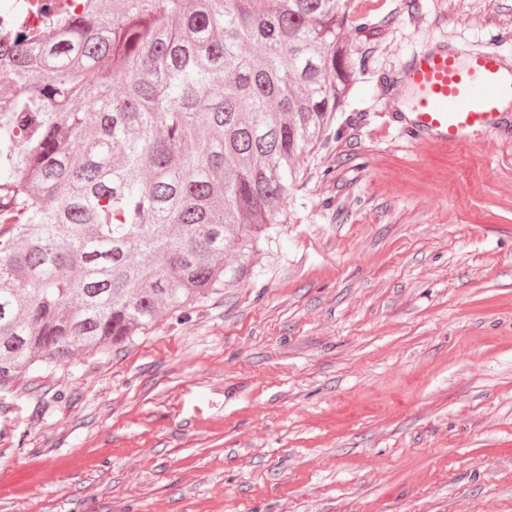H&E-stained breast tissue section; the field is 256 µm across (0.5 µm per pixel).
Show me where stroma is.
Listing matches in <instances>:
<instances>
[{"label":"stroma","mask_w":512,"mask_h":512,"mask_svg":"<svg viewBox=\"0 0 512 512\" xmlns=\"http://www.w3.org/2000/svg\"><path fill=\"white\" fill-rule=\"evenodd\" d=\"M342 135L254 273L0 384V512H512V140L404 134L411 54L512 0H354Z\"/></svg>","instance_id":"obj_1"}]
</instances>
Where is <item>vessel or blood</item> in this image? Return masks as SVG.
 <instances>
[{"label":"vessel or blood","mask_w":512,"mask_h":512,"mask_svg":"<svg viewBox=\"0 0 512 512\" xmlns=\"http://www.w3.org/2000/svg\"><path fill=\"white\" fill-rule=\"evenodd\" d=\"M499 50L471 51L444 46L416 51L403 75L416 101L405 114L404 131L453 149L486 134L512 137V114L501 111L512 100V75H506Z\"/></svg>","instance_id":"vessel-or-blood-1"}]
</instances>
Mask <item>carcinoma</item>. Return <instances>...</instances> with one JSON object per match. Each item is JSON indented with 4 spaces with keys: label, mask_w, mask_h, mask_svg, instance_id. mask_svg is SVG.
<instances>
[{
    "label": "carcinoma",
    "mask_w": 512,
    "mask_h": 512,
    "mask_svg": "<svg viewBox=\"0 0 512 512\" xmlns=\"http://www.w3.org/2000/svg\"><path fill=\"white\" fill-rule=\"evenodd\" d=\"M37 7L0 22V382L248 276L354 82L351 0Z\"/></svg>",
    "instance_id": "cac0c4a2"
}]
</instances>
